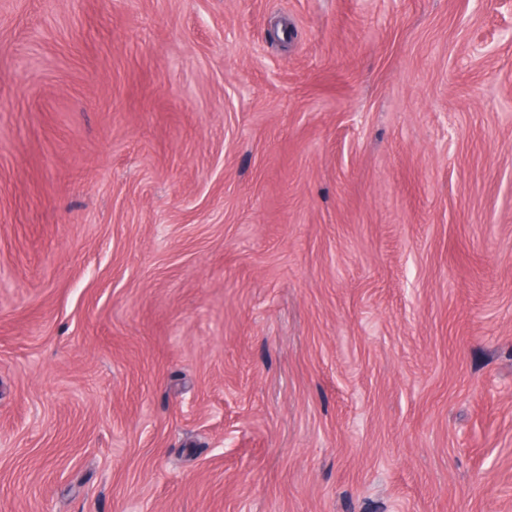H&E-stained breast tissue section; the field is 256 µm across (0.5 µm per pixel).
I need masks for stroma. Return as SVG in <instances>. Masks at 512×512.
<instances>
[{
  "instance_id": "1",
  "label": "stroma",
  "mask_w": 512,
  "mask_h": 512,
  "mask_svg": "<svg viewBox=\"0 0 512 512\" xmlns=\"http://www.w3.org/2000/svg\"><path fill=\"white\" fill-rule=\"evenodd\" d=\"M0 512H512V0H0Z\"/></svg>"
}]
</instances>
